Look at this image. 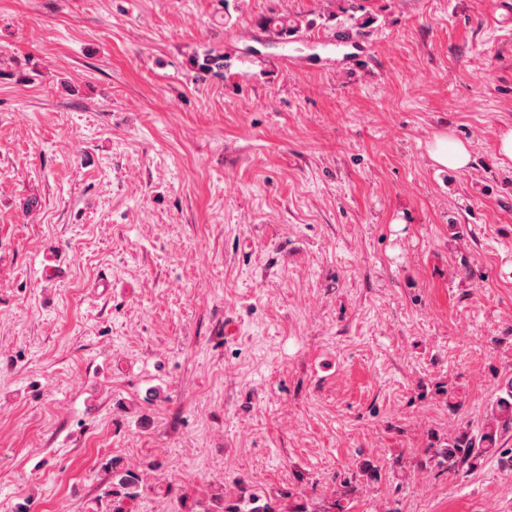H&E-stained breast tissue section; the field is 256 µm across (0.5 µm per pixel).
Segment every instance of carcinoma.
Returning a JSON list of instances; mask_svg holds the SVG:
<instances>
[{"instance_id":"obj_1","label":"carcinoma","mask_w":512,"mask_h":512,"mask_svg":"<svg viewBox=\"0 0 512 512\" xmlns=\"http://www.w3.org/2000/svg\"><path fill=\"white\" fill-rule=\"evenodd\" d=\"M498 416L476 430L464 429L433 456L435 466L443 472L473 466L487 450L497 446L502 435L512 429V382L506 384L495 401ZM142 477L132 470L112 471V506L108 512H132L131 505L140 496ZM221 512H275L262 495L244 499H225Z\"/></svg>"}]
</instances>
